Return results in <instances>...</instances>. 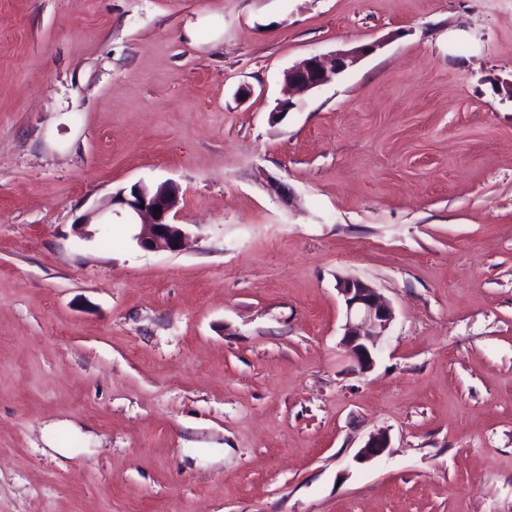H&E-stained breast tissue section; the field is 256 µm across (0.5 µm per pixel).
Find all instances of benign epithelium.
Instances as JSON below:
<instances>
[{
  "label": "benign epithelium",
  "instance_id": "1",
  "mask_svg": "<svg viewBox=\"0 0 512 512\" xmlns=\"http://www.w3.org/2000/svg\"><path fill=\"white\" fill-rule=\"evenodd\" d=\"M354 51H340L324 60L320 55L305 59L284 74L285 81L297 88L315 89L331 83L336 76L355 65ZM118 206L131 217L144 220L143 231L136 236L139 244L149 250L177 252L186 237L185 230L173 220L180 206L176 186L164 182L156 186L136 183L130 189L121 188L112 194L108 207ZM336 290L342 296L346 312L342 345L357 371L366 374L375 365L383 336L390 328L395 314L375 288L361 279L339 277ZM389 436L379 432L369 437L356 455L367 462L389 447Z\"/></svg>",
  "mask_w": 512,
  "mask_h": 512
}]
</instances>
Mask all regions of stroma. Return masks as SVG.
<instances>
[{
	"mask_svg": "<svg viewBox=\"0 0 512 512\" xmlns=\"http://www.w3.org/2000/svg\"><path fill=\"white\" fill-rule=\"evenodd\" d=\"M511 83L512 0H0V512H512ZM357 59V53L351 50L339 51L331 55L328 61L320 55H314L288 69L284 79L297 88L315 89L331 83L337 75L355 65ZM180 195L176 186L170 182H164L156 186L144 183H136L129 190L121 188L112 194L107 208L94 209L80 216L75 225L80 229L100 218L106 209L119 206L126 210L134 218L148 219L142 222L143 231L136 236L139 244L149 250L177 252L186 237L181 224H175L174 220L179 206ZM144 205V208H141ZM159 208V212H155ZM336 290L346 307L341 344L357 371L366 374L375 365L382 338L395 318L394 311L375 288L361 279L338 277ZM389 436L385 432H379L369 437L363 447L356 455L358 462H367L381 455L386 448H389Z\"/></svg>",
	"mask_w": 512,
	"mask_h": 512,
	"instance_id": "1",
	"label": "stroma"
}]
</instances>
